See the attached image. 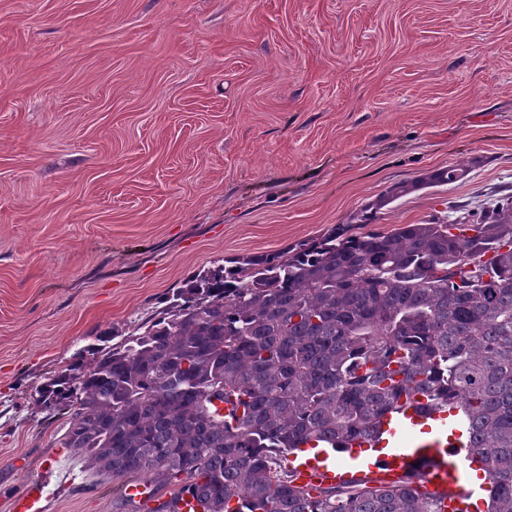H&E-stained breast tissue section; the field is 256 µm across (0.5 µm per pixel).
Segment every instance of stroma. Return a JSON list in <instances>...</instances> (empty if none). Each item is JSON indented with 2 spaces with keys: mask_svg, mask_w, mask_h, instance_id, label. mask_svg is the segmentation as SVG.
Here are the masks:
<instances>
[{
  "mask_svg": "<svg viewBox=\"0 0 512 512\" xmlns=\"http://www.w3.org/2000/svg\"><path fill=\"white\" fill-rule=\"evenodd\" d=\"M512 195V0H0V512H115L35 390L189 276Z\"/></svg>",
  "mask_w": 512,
  "mask_h": 512,
  "instance_id": "1",
  "label": "stroma"
}]
</instances>
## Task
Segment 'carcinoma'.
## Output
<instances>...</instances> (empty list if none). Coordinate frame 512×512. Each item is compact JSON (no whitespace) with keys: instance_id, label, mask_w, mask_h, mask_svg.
I'll use <instances>...</instances> for the list:
<instances>
[{"instance_id":"obj_1","label":"carcinoma","mask_w":512,"mask_h":512,"mask_svg":"<svg viewBox=\"0 0 512 512\" xmlns=\"http://www.w3.org/2000/svg\"><path fill=\"white\" fill-rule=\"evenodd\" d=\"M450 166L392 186L329 235L191 276L135 330L95 338L37 390L120 512H470L408 482L308 488L287 456L348 449L410 407L459 411L485 512H512V196L453 220L365 231ZM228 407L221 414L216 403ZM152 487L154 507L125 496Z\"/></svg>"}]
</instances>
